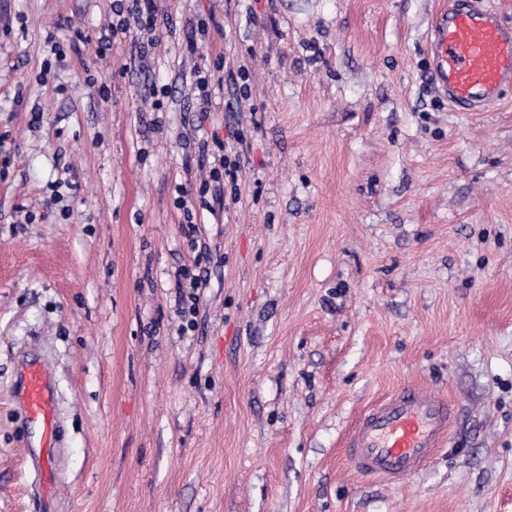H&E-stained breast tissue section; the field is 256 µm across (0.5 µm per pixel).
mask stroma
I'll use <instances>...</instances> for the list:
<instances>
[{
	"label": "stroma",
	"mask_w": 512,
	"mask_h": 512,
	"mask_svg": "<svg viewBox=\"0 0 512 512\" xmlns=\"http://www.w3.org/2000/svg\"><path fill=\"white\" fill-rule=\"evenodd\" d=\"M161 5L147 57L130 32L97 60L113 0H0V512H512V85L479 112L437 92L448 0ZM201 15L198 53L249 90L196 128ZM233 123L228 202L186 218L183 137ZM184 265L207 272L191 327ZM24 363L57 401L46 495ZM412 384L456 404L446 442L357 474L355 421Z\"/></svg>",
	"instance_id": "1"
}]
</instances>
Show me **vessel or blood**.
Here are the masks:
<instances>
[{
  "mask_svg": "<svg viewBox=\"0 0 512 512\" xmlns=\"http://www.w3.org/2000/svg\"><path fill=\"white\" fill-rule=\"evenodd\" d=\"M436 87L454 109L471 111L496 101L512 84V29L495 11H479L450 0L430 35ZM18 399L27 421L38 428L46 465L42 492L56 482L51 466L57 438L56 406L46 372L23 369ZM454 403L421 386L403 388L372 405L347 437L346 452L361 474L399 481L416 473L439 448L456 414Z\"/></svg>",
  "mask_w": 512,
  "mask_h": 512,
  "instance_id": "vessel-or-blood-1",
  "label": "vessel or blood"
}]
</instances>
